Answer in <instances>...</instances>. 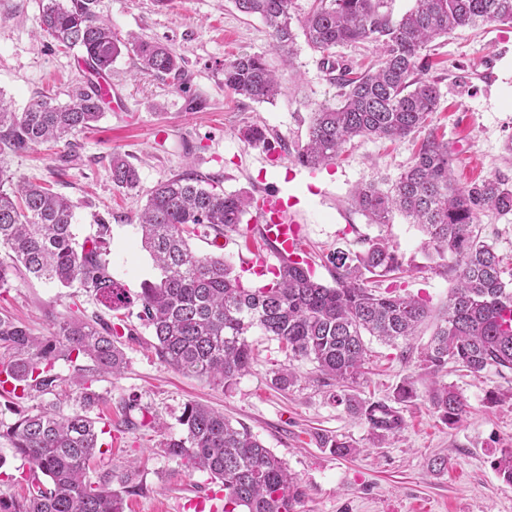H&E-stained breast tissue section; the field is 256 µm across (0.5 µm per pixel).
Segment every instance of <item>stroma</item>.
<instances>
[{
	"mask_svg": "<svg viewBox=\"0 0 512 512\" xmlns=\"http://www.w3.org/2000/svg\"><path fill=\"white\" fill-rule=\"evenodd\" d=\"M103 2V14L118 38L134 33L169 45L184 58L186 87L139 74L136 57L122 53L110 73L112 100L93 127L73 137L68 147L43 144L20 155L1 153L0 165L16 177L49 183L54 192L70 198L76 205L78 240L94 236L95 217H106L112 229L110 271L130 295L139 294L143 282L157 275L135 224L146 190L192 172L227 192L256 194L274 187L296 193L306 257L324 284L333 282L326 254L358 249L361 238L380 235L398 248L404 263L416 267L398 280V292L426 296L435 311L446 303L453 279L427 269L419 229L400 215L384 226L368 223L350 205L356 185L384 187L397 178L412 159L415 136L396 143L363 140L312 176L295 162L296 151L307 140L314 104L337 99L339 93L304 38L296 40L281 93L258 103L226 91L221 67L243 52L265 54L271 66H279L259 17L239 13L231 0ZM38 14V0H0V96L17 112L43 95L67 103L87 85L77 52L43 36ZM433 49L437 65L431 75L442 97L432 126L455 157L456 184L476 178L512 180V151L506 147L512 139V27L467 26L436 39ZM253 120L269 129L271 143L285 153L283 160L263 163L264 147L241 139L240 128ZM65 151L71 154L66 163L60 159ZM116 152L136 166L139 189L113 187L109 163ZM137 312L134 306L126 311L135 334L123 345L128 361L124 373L92 385L102 397L93 413L111 426L96 470L132 459L140 466L143 488L127 497L125 512H176L183 498L213 493L206 473H188L159 449L163 437L179 435L177 418L188 402L223 411L284 460L307 492L301 512H512V485L492 466L502 449L512 448V402L489 400L490 394L512 390V372L490 370L474 377L451 367L429 373L420 353L430 341L433 322H426L410 344L369 345L371 366L360 397L388 399L405 381L416 392L413 401L399 407L404 428L381 443L366 420L349 417L333 401V387L320 380L312 363L290 361L277 341L254 334L250 371L224 390L162 364L152 348V333ZM73 313L114 319L112 311L77 284L60 288L18 274L0 295V315L26 324L38 336ZM288 363L298 380L281 391L271 384L272 371ZM438 380L454 386L467 401V414L457 425L444 423L433 409L430 393ZM131 396L140 407L130 414L136 428L127 429L115 410ZM145 409L163 416L165 431L140 425ZM318 432L347 437L357 455L340 458L320 448L314 440ZM437 457L447 458L446 470L432 469Z\"/></svg>",
	"mask_w": 512,
	"mask_h": 512,
	"instance_id": "obj_1",
	"label": "stroma"
}]
</instances>
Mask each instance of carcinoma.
Masks as SVG:
<instances>
[{
	"label": "carcinoma",
	"mask_w": 512,
	"mask_h": 512,
	"mask_svg": "<svg viewBox=\"0 0 512 512\" xmlns=\"http://www.w3.org/2000/svg\"><path fill=\"white\" fill-rule=\"evenodd\" d=\"M101 0H38L40 31L96 73L112 71L123 51L134 54L139 71L161 79L184 80L186 61L170 47L142 38L121 41L103 19ZM236 9L261 17L273 47L293 55L296 34L291 23L294 0H233ZM383 0H316L299 19L306 43L321 56L341 90L339 104L321 102L311 112L308 140L298 150V164L317 168L334 162L357 138L401 140L427 130L437 111L438 82L429 77L424 51L435 39L479 22L512 24V0H414V7L394 21L381 11ZM373 41L382 45L377 65L357 70L335 59L336 48ZM224 89L256 102L274 99L281 82L262 54L242 53L224 63ZM102 116V103L91 92L58 104L47 96L15 112L0 96V153H23L53 142L71 145L70 137ZM251 146L268 143L266 128L242 130ZM454 155L433 132L420 141L411 164L387 189L362 184L351 205L368 223L386 225L400 213L424 235L422 249L430 269L448 275L446 255L458 257L456 284L436 317L422 363L437 374L448 363L478 376L493 369L512 372V267L495 246L473 231L480 216L492 211L512 215V181L495 177L456 185ZM110 175L119 189L140 188L137 169L120 153L112 154ZM137 216L142 248L159 273L143 283L137 317L151 330L153 349L162 363L185 376L228 389L246 374L253 359L249 336L259 332L277 340L296 358L315 365L320 379L336 384L337 404L366 420L383 438L404 425L385 401L370 402L356 393L365 374L366 337L387 344L405 343L431 317L425 298L402 295L374 284L396 281L411 271L385 237L363 238L358 250L326 255L334 285H325L301 259L279 261L274 280L246 288L222 256L197 254L188 238L200 228L220 235L247 237L243 218L254 197L243 191L208 189L202 179L178 174L146 191ZM76 205L39 184L14 180L0 165V290L17 271L69 287L77 282L113 312L132 304L124 286L112 277L104 258L111 226L97 217V236L78 242L73 232ZM132 335L126 324L60 318L47 336H34L7 315L0 316V396L18 418L0 422V435L23 462L22 494H0V512H124L125 497L140 488L139 468L129 464L89 473L97 459L101 417L91 414L100 394L92 383L122 375L127 359L122 339ZM79 365L70 384L54 372L58 360ZM296 375L286 367L272 371L271 383L287 388ZM439 418L455 425L466 402L452 386L431 395ZM180 437L161 442L162 452L189 472L202 471L224 493L222 512H297L305 488L284 461L266 448L250 429L236 427L224 413L184 404ZM319 445L338 457L357 451L350 440L319 436ZM493 467L512 484V448Z\"/></svg>",
	"instance_id": "carcinoma-1"
}]
</instances>
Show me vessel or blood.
Masks as SVG:
<instances>
[{"label":"vessel or blood","mask_w":512,"mask_h":512,"mask_svg":"<svg viewBox=\"0 0 512 512\" xmlns=\"http://www.w3.org/2000/svg\"><path fill=\"white\" fill-rule=\"evenodd\" d=\"M256 220L275 256L295 253L302 240V228L294 214L291 198L275 190L261 191L255 199Z\"/></svg>","instance_id":"obj_1"}]
</instances>
